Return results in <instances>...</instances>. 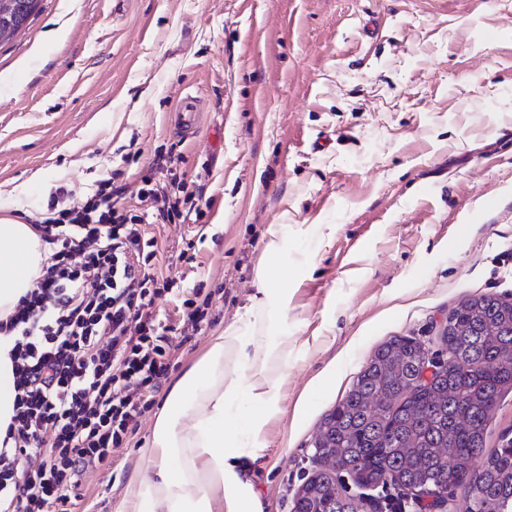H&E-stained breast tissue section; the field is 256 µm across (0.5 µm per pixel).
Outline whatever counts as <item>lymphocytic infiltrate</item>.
<instances>
[{
    "mask_svg": "<svg viewBox=\"0 0 512 512\" xmlns=\"http://www.w3.org/2000/svg\"><path fill=\"white\" fill-rule=\"evenodd\" d=\"M120 193L105 178L86 201L61 209L52 199L30 219L51 253L0 320V334L14 339L17 389L0 441L4 512H71L79 474L110 464L167 378L175 345L153 306L175 283L155 271L146 217L123 210ZM197 196L176 177L169 191L140 190L161 221Z\"/></svg>",
    "mask_w": 512,
    "mask_h": 512,
    "instance_id": "lymphocytic-infiltrate-1",
    "label": "lymphocytic infiltrate"
}]
</instances>
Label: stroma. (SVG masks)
Instances as JSON below:
<instances>
[{
    "label": "stroma",
    "instance_id": "35a3bbf8",
    "mask_svg": "<svg viewBox=\"0 0 512 512\" xmlns=\"http://www.w3.org/2000/svg\"><path fill=\"white\" fill-rule=\"evenodd\" d=\"M114 171L134 214L146 176L211 202L144 227L165 277L215 293L206 321L175 319L172 381L249 306L280 225L295 347L244 465L263 512H292L322 417L382 344L441 355L462 299H512V0H41L0 45V216ZM165 398L75 512H115ZM198 113V100L192 96L185 97L175 111V123L180 130L188 132L194 129Z\"/></svg>",
    "mask_w": 512,
    "mask_h": 512
}]
</instances>
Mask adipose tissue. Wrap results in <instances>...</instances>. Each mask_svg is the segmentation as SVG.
<instances>
[{
	"mask_svg": "<svg viewBox=\"0 0 512 512\" xmlns=\"http://www.w3.org/2000/svg\"><path fill=\"white\" fill-rule=\"evenodd\" d=\"M46 253L32 225L0 217V319L32 288ZM286 276L282 268L261 271L245 314L211 338L169 391L116 512H263L242 460L279 411L288 368V291L279 285ZM245 401L261 414L234 422Z\"/></svg>",
	"mask_w": 512,
	"mask_h": 512,
	"instance_id": "ef3b65f1",
	"label": "adipose tissue"
}]
</instances>
